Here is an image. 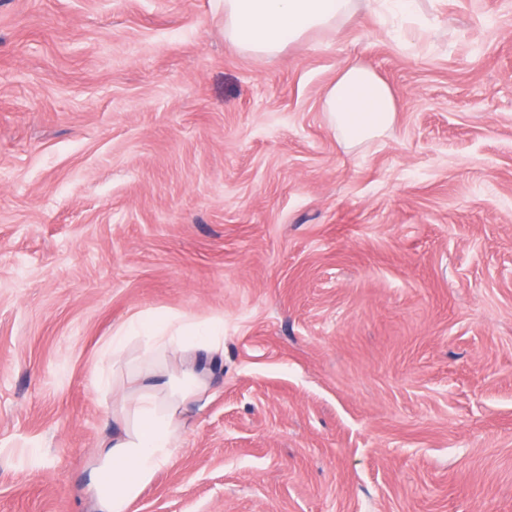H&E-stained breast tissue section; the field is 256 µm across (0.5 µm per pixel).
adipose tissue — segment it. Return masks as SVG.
Segmentation results:
<instances>
[{
  "label": "adipose tissue",
  "instance_id": "1",
  "mask_svg": "<svg viewBox=\"0 0 512 512\" xmlns=\"http://www.w3.org/2000/svg\"><path fill=\"white\" fill-rule=\"evenodd\" d=\"M356 0H224V35L240 50L262 59L280 54L308 33L350 20ZM348 145L387 131L395 100L389 86L359 63L344 68L323 104ZM224 351V321L205 323L170 313L131 319L105 345L95 366L101 384L122 388L112 404L119 428L102 440L87 492L98 512H131L157 474L175 458L187 403L204 388L206 359ZM192 352L193 367L166 369L170 354Z\"/></svg>",
  "mask_w": 512,
  "mask_h": 512
}]
</instances>
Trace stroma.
Listing matches in <instances>:
<instances>
[{
    "instance_id": "obj_1",
    "label": "stroma",
    "mask_w": 512,
    "mask_h": 512,
    "mask_svg": "<svg viewBox=\"0 0 512 512\" xmlns=\"http://www.w3.org/2000/svg\"><path fill=\"white\" fill-rule=\"evenodd\" d=\"M270 60L224 0H0V512H96L92 365L224 320L133 512H512V0H417ZM358 61L395 121L322 108ZM323 107L350 146L387 131L396 112L389 86L360 63H352L338 74L325 93Z\"/></svg>"
}]
</instances>
